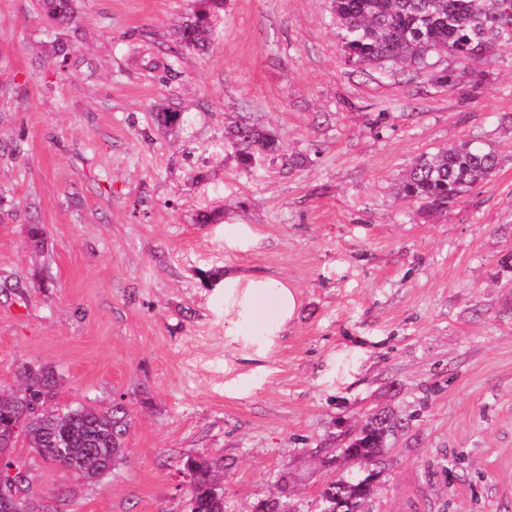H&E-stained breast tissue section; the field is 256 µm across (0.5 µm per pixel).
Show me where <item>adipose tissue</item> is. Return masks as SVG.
Here are the masks:
<instances>
[{"label": "adipose tissue", "instance_id": "1", "mask_svg": "<svg viewBox=\"0 0 512 512\" xmlns=\"http://www.w3.org/2000/svg\"><path fill=\"white\" fill-rule=\"evenodd\" d=\"M265 292L273 293L277 299V321L269 325H259L253 320L251 307L254 299ZM296 309V295L283 281L268 277L244 280L228 278L224 281V310L234 314L242 335H277L293 318Z\"/></svg>", "mask_w": 512, "mask_h": 512}]
</instances>
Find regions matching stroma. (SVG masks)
I'll return each mask as SVG.
<instances>
[{
    "mask_svg": "<svg viewBox=\"0 0 512 512\" xmlns=\"http://www.w3.org/2000/svg\"><path fill=\"white\" fill-rule=\"evenodd\" d=\"M0 0V386L22 364L59 403L133 418L98 482L31 465L69 512H185L179 458L220 459L228 512L287 483L297 512L348 473L366 415L403 423L371 512H512V45L478 90L342 56L330 0ZM180 112L158 125L152 108ZM280 151L244 166L224 127ZM468 141L499 167L443 214L402 200L426 152ZM45 227L43 239L30 227ZM274 277L299 307L241 336L224 280ZM42 10L56 25L69 24L73 13V0H41ZM181 40L188 46H204L208 35L211 34L207 11L195 14V20L186 23L180 31Z\"/></svg>",
    "mask_w": 512,
    "mask_h": 512,
    "instance_id": "1",
    "label": "stroma"
}]
</instances>
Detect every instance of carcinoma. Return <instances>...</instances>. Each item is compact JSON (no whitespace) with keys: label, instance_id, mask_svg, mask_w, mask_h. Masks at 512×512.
<instances>
[{"label":"carcinoma","instance_id":"obj_1","mask_svg":"<svg viewBox=\"0 0 512 512\" xmlns=\"http://www.w3.org/2000/svg\"><path fill=\"white\" fill-rule=\"evenodd\" d=\"M41 3L53 23L69 24L73 0ZM331 9L345 62L357 68L397 65L431 69L437 82L455 85L472 63L512 45V0H331ZM180 34L188 46L204 45L211 34L208 13L195 14V20L182 26ZM442 57L453 58L463 69H434L433 59ZM224 138L237 148L244 164L251 163L257 153L280 148L273 135L243 121L227 125ZM497 168L493 152L469 143L424 154L400 182L398 194L430 212H443ZM16 377L15 388L0 394V440L8 439L9 426L23 408L25 435L12 447L21 443L85 483L98 481L126 460L132 415L125 404L103 409L78 403L52 410L40 403L39 397L59 386L57 374L23 364ZM396 427L398 422L389 413L377 412L366 418L350 449L363 457V468H371ZM220 466V460L205 457L180 461V471L188 468L193 472L190 512H226L224 489L214 476ZM334 492L360 499L370 495L354 480L344 484L335 480L323 488L321 498ZM5 494L18 495L15 512H62L61 505L68 502L64 489L48 500L31 494L27 477L4 481L0 497Z\"/></svg>","mask_w":512,"mask_h":512}]
</instances>
